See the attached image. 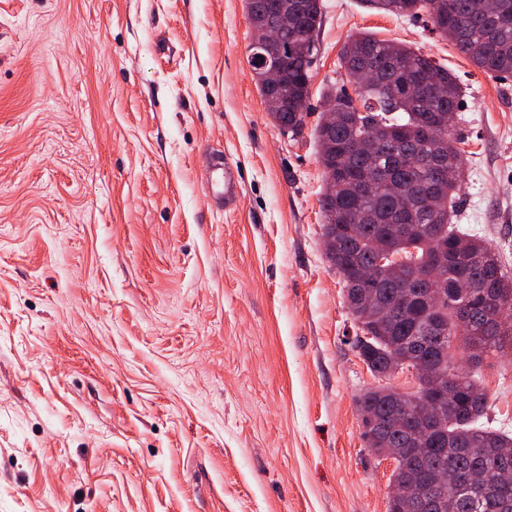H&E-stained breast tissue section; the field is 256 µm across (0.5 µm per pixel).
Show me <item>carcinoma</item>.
<instances>
[{
    "label": "carcinoma",
    "mask_w": 512,
    "mask_h": 512,
    "mask_svg": "<svg viewBox=\"0 0 512 512\" xmlns=\"http://www.w3.org/2000/svg\"><path fill=\"white\" fill-rule=\"evenodd\" d=\"M251 33L257 43L267 37L270 0H244ZM294 24L281 28L288 48V96L268 88L264 71L253 68L265 110L281 130L303 133L311 79L318 48L307 44L320 29V0H290ZM370 8L399 16L425 13L432 30L451 41L484 74L512 77V0H497L495 12L480 10V0H365ZM346 82L353 88L329 90L324 103L343 112L334 126L319 121L314 137L324 163L331 194L322 196L323 235L332 237L326 258L341 278L349 310L366 325L370 344L354 345L370 360L371 374L384 371L395 356L418 358L413 344L436 357L455 384L441 405L442 424L428 422L423 385L397 395L366 389L355 399L357 410L394 424L392 433L363 432L371 449L399 448L391 477L404 488H426L445 497L443 512H512V491L499 485L498 461L512 466V435L483 425L489 409L485 389L471 371L461 368L454 350L468 354L478 368L488 355L512 349V321L496 323L493 300L512 302V277L498 253L484 240L459 232L451 224L463 178V157L454 128L434 142H423L416 129L424 114L448 108L456 112L462 89L455 74L432 58L368 31L349 37L340 53ZM434 154L455 171L452 179L421 168L414 158ZM446 246L448 290L423 299L399 301L401 288H416L413 269L425 267L439 244ZM372 266L384 291L392 294L399 315L386 308L361 305L357 270ZM474 285L466 307L471 327L458 335L454 285Z\"/></svg>",
    "instance_id": "obj_1"
}]
</instances>
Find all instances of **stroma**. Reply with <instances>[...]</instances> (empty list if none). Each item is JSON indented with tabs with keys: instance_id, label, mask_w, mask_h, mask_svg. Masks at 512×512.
<instances>
[{
	"instance_id": "stroma-1",
	"label": "stroma",
	"mask_w": 512,
	"mask_h": 512,
	"mask_svg": "<svg viewBox=\"0 0 512 512\" xmlns=\"http://www.w3.org/2000/svg\"><path fill=\"white\" fill-rule=\"evenodd\" d=\"M323 4L307 127L357 31L448 67L452 222L512 275V78L425 17ZM250 39L243 0H0V512H387L318 149L268 116ZM480 374L511 432L512 355ZM241 181L238 168L224 163L222 158L215 160L207 177V201L211 205L227 207L235 200Z\"/></svg>"
}]
</instances>
